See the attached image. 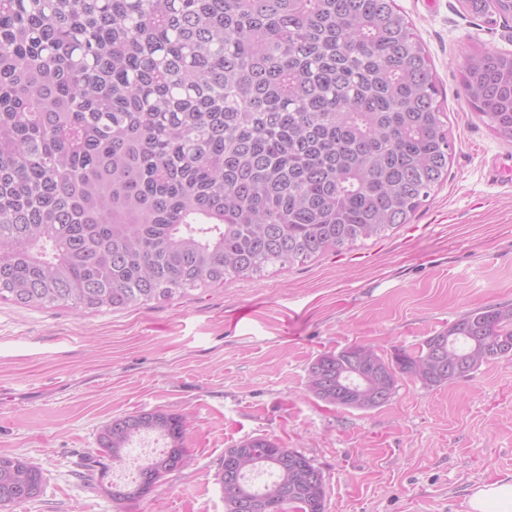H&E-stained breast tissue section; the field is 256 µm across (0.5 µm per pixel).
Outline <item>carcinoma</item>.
Here are the masks:
<instances>
[{
  "label": "carcinoma",
  "mask_w": 512,
  "mask_h": 512,
  "mask_svg": "<svg viewBox=\"0 0 512 512\" xmlns=\"http://www.w3.org/2000/svg\"><path fill=\"white\" fill-rule=\"evenodd\" d=\"M488 26L512 0H465ZM465 97L512 143V53L459 63ZM431 60L395 0H0V300L98 313L184 298L406 224L448 178L454 140ZM512 307L464 313L392 359L319 355L307 389L370 410L509 358ZM157 433L133 484L189 463L186 421L112 418L118 463ZM224 512H325L321 472L266 437L224 457ZM37 465L0 455V509L36 500Z\"/></svg>",
  "instance_id": "cac0c4a2"
}]
</instances>
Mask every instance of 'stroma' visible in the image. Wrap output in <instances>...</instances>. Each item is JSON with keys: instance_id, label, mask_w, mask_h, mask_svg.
<instances>
[{"instance_id": "35a3bbf8", "label": "stroma", "mask_w": 512, "mask_h": 512, "mask_svg": "<svg viewBox=\"0 0 512 512\" xmlns=\"http://www.w3.org/2000/svg\"><path fill=\"white\" fill-rule=\"evenodd\" d=\"M396 3L442 92L447 181L382 238L181 299L96 314L0 301V455L46 479L22 512H224V451L259 436L311 460L326 512H468L478 485L512 479V361L437 388L399 378L371 410L306 387L323 353L365 342L389 359L468 311L512 306V187L492 179L512 143L471 109L458 67L474 47L512 52V17L489 29L462 0ZM144 411L186 417L190 463L116 502L97 437Z\"/></svg>"}]
</instances>
